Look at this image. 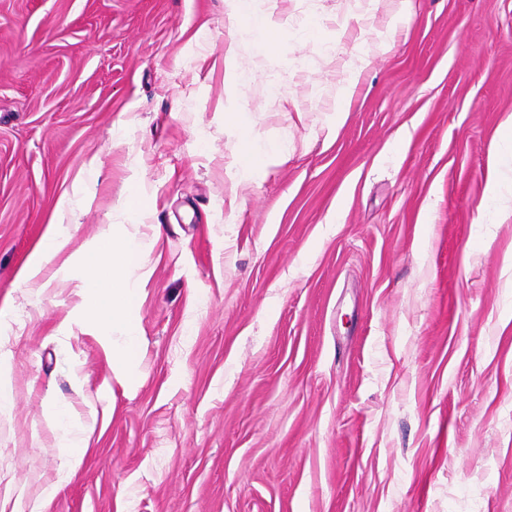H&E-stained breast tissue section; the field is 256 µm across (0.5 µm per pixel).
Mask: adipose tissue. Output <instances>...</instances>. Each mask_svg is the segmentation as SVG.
Instances as JSON below:
<instances>
[{
	"label": "adipose tissue",
	"mask_w": 512,
	"mask_h": 512,
	"mask_svg": "<svg viewBox=\"0 0 512 512\" xmlns=\"http://www.w3.org/2000/svg\"><path fill=\"white\" fill-rule=\"evenodd\" d=\"M233 15L259 50H267L276 27L270 13L257 11L253 0H233ZM224 119L239 137V158L244 167L266 168L277 162L280 151L274 144L256 140L243 130L233 113ZM71 236L60 216H53L37 247L26 264L21 284L24 288L40 287L47 259L66 255ZM84 289L101 294L108 307L94 329L112 360L115 380L123 390L136 383L137 366L144 338L139 318L142 283L148 275L145 254L138 245V227L123 225L106 229L86 256Z\"/></svg>",
	"instance_id": "1"
}]
</instances>
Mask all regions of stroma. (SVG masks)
Wrapping results in <instances>:
<instances>
[{
  "label": "stroma",
  "instance_id": "stroma-1",
  "mask_svg": "<svg viewBox=\"0 0 512 512\" xmlns=\"http://www.w3.org/2000/svg\"><path fill=\"white\" fill-rule=\"evenodd\" d=\"M257 7L264 53L231 0H0V486L21 512H512L510 164L485 221L512 0ZM228 112L277 164L242 168ZM63 195L72 252L141 225L126 395L81 263L19 286ZM54 403L88 451L45 501L77 437ZM233 15L242 23L243 30L263 52L267 51L270 35L277 27L272 15L268 12H258L253 0H233ZM368 57H364L360 59V64L356 66L349 76L344 80L343 84L340 87L337 99H336V119L339 121L346 112H347V104L351 99L354 90L358 87L360 82V76L362 72L369 65ZM13 400L11 367L6 356L2 359L0 351V412L9 411L13 406Z\"/></svg>",
  "mask_w": 512,
  "mask_h": 512
}]
</instances>
